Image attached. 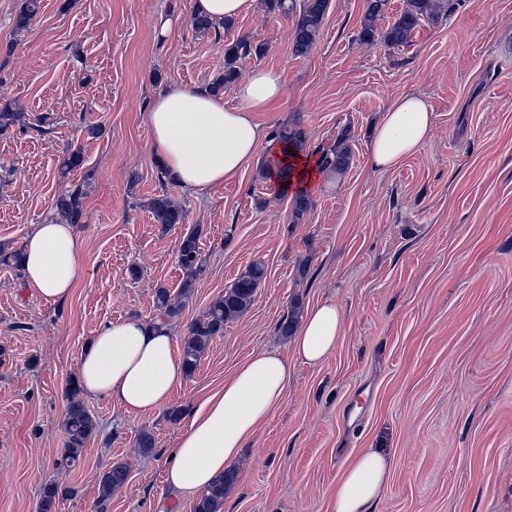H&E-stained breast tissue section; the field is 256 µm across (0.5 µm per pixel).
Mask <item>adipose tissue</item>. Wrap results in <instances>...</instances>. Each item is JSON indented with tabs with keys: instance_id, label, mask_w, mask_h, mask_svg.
<instances>
[{
	"instance_id": "ef3b65f1",
	"label": "adipose tissue",
	"mask_w": 512,
	"mask_h": 512,
	"mask_svg": "<svg viewBox=\"0 0 512 512\" xmlns=\"http://www.w3.org/2000/svg\"><path fill=\"white\" fill-rule=\"evenodd\" d=\"M282 94L279 75L253 69L236 85L238 106L203 84H168L151 101L146 121L171 178L191 193L223 185L258 160L269 145L267 127L254 119ZM424 98L398 97L378 126L370 150L373 167L387 169L416 153L432 130ZM82 243L74 225L49 217L33 225L23 247L24 274L50 302L68 299L82 281ZM343 315L325 302L304 315L293 341L296 358L316 366L335 349ZM170 325L129 318L104 324L91 336L78 366L89 396H103L129 414L160 410L183 383ZM291 375L276 351L251 355L223 387L210 393L188 417L167 459V479L184 495L206 491L234 462L271 412L285 398ZM391 471L387 456L373 448L356 453L333 496V512H372Z\"/></svg>"
}]
</instances>
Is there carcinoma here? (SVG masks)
<instances>
[{
	"instance_id": "obj_1",
	"label": "carcinoma",
	"mask_w": 512,
	"mask_h": 512,
	"mask_svg": "<svg viewBox=\"0 0 512 512\" xmlns=\"http://www.w3.org/2000/svg\"><path fill=\"white\" fill-rule=\"evenodd\" d=\"M432 0H406L405 7L384 30H378L376 21L388 9V0H365V12L357 38L361 42H376L390 50L408 43L412 31L421 21L433 16ZM269 12L281 15L293 23L291 54L296 58L307 57L319 36L330 0H265ZM40 6V0H23L15 18V29L26 31L30 28ZM262 48L238 40L224 48V66L222 84H231L238 74V63L251 54L259 55ZM272 137L288 152V156L308 147L309 133L299 122L288 123L275 129ZM319 165L330 172L341 174L348 170L352 162V151L347 135L342 133L336 142L327 147H318ZM93 173L87 172L83 181L73 184L55 201V212L68 224L85 223L84 200L88 195ZM158 223L175 226L186 223L187 211L173 203L167 192L153 197L149 203ZM312 207L311 199L302 194L292 196L289 219L292 224L301 223ZM178 264L185 278L181 283V295L187 296L194 288L197 275L202 271L204 260L200 251V230L198 227L182 233L178 241ZM266 277V268L260 262L251 263L244 272L226 288L224 293L213 301L202 317L189 326L188 336L181 350V361L187 375L197 370L202 358L210 350L214 340L224 334V325L239 318L252 305L258 288ZM157 319L172 321L179 317L182 306L170 301L169 292L161 288L156 294ZM298 325L297 307L278 323V332L283 336L294 334ZM69 403L64 418V441L60 449L58 464L65 467L75 466L82 458L86 444L99 433V425L89 413L85 404L74 399L80 392L77 380L72 379L67 386ZM128 469L122 463L112 464L101 476V495L93 505L91 512H108L112 492L125 484ZM235 478L228 471L216 480L193 505V512H221L224 505V492ZM67 492L55 484H46L38 503V512H55L59 498Z\"/></svg>"
}]
</instances>
